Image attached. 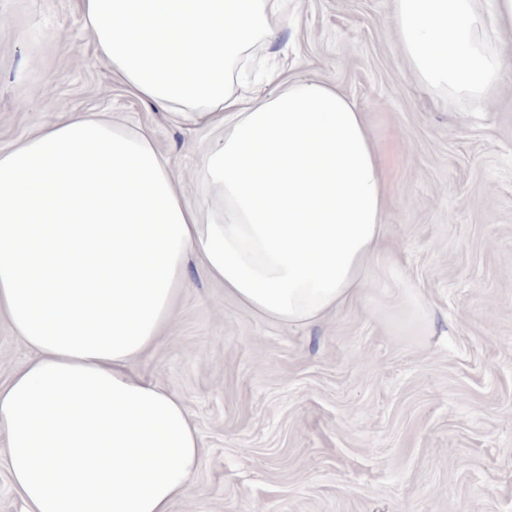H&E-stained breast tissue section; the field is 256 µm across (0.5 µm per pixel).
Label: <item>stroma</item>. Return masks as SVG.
<instances>
[{
    "instance_id": "obj_1",
    "label": "stroma",
    "mask_w": 512,
    "mask_h": 512,
    "mask_svg": "<svg viewBox=\"0 0 512 512\" xmlns=\"http://www.w3.org/2000/svg\"><path fill=\"white\" fill-rule=\"evenodd\" d=\"M394 0H293L273 45L289 81L363 112L387 183L369 286L336 316L264 319L189 266L138 369L186 403L200 494L172 512H512V72L483 108L437 101L401 57ZM0 147L72 112H118L186 199L218 132L128 94L78 0H0Z\"/></svg>"
}]
</instances>
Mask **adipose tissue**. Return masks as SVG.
<instances>
[{
    "label": "adipose tissue",
    "instance_id": "obj_1",
    "mask_svg": "<svg viewBox=\"0 0 512 512\" xmlns=\"http://www.w3.org/2000/svg\"><path fill=\"white\" fill-rule=\"evenodd\" d=\"M288 0H80L128 93L224 139L187 203L166 156L119 115L71 114L0 149V315L32 352L0 383V443L26 512H170L197 495L184 402L134 370L172 324L189 261L284 326L336 314L387 231L362 112L294 81L252 100ZM402 60L443 97L482 104L507 64L512 0H395Z\"/></svg>",
    "mask_w": 512,
    "mask_h": 512
}]
</instances>
